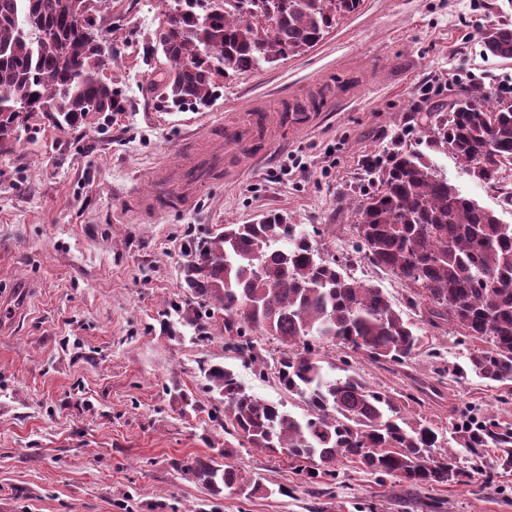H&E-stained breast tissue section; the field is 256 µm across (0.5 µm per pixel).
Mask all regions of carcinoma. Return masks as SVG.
Listing matches in <instances>:
<instances>
[{
	"instance_id": "1",
	"label": "carcinoma",
	"mask_w": 512,
	"mask_h": 512,
	"mask_svg": "<svg viewBox=\"0 0 512 512\" xmlns=\"http://www.w3.org/2000/svg\"><path fill=\"white\" fill-rule=\"evenodd\" d=\"M108 0H0V145L20 140L32 113L76 127L90 113L120 103L104 72L112 66V37L100 27ZM151 33L165 59L161 87L173 106H205L218 77L254 73L319 45L336 20L361 0H159ZM486 55L512 59V27L481 33ZM429 149L452 154L475 180L497 182L512 164V100L474 88L449 106L435 102L421 117ZM359 251L411 289L434 328L450 325L485 347L454 373L512 381V225L463 195L425 154L394 155L377 189L359 209ZM183 287L173 306L196 337L224 318L227 348L273 370L279 387L305 404L295 416L281 401L249 393L234 371L204 370L221 406L211 422L224 431L215 456L195 459L187 472L213 495L232 490L246 499L267 487L216 457L249 446L286 457L314 485L336 478L345 457L381 479L416 487L458 483L468 475L436 429L404 415L403 400L370 387L339 358L324 371L328 349L378 363L402 364L422 336L387 293L323 259L310 235L269 212L250 224H226L185 245ZM270 336L279 357L270 365L258 337Z\"/></svg>"
}]
</instances>
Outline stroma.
<instances>
[{
  "instance_id": "stroma-1",
  "label": "stroma",
  "mask_w": 512,
  "mask_h": 512,
  "mask_svg": "<svg viewBox=\"0 0 512 512\" xmlns=\"http://www.w3.org/2000/svg\"><path fill=\"white\" fill-rule=\"evenodd\" d=\"M160 18L156 0H112L101 21L117 52L105 77L120 111L90 114L74 129L35 116L19 142L0 146V291L27 287L24 302L0 304V512H512V463L491 443L478 460L456 448L470 477L429 488L342 461L329 496L287 463L240 448L232 464L261 477L269 495L212 496L179 468L213 454L208 414L218 400L205 367L233 369L252 394L294 414L305 406L226 351L223 332L199 342L169 311L184 296L186 234L288 214L322 255L351 258L355 277L422 326L423 343L405 363L354 358L370 386L413 396L409 417L450 438L472 415L512 430V383L446 373L481 341L422 325L407 288L353 251L355 205L374 190V172L398 151L425 150L426 105L512 75V60L486 56L480 43L488 24L512 25V0H361L319 45L221 81L200 109H172L144 92L164 67L149 42ZM317 82L331 86L330 97L302 123H281L279 110L307 102ZM229 125L249 152L236 170L193 183L190 208L140 211L157 168L183 184L187 144L235 155ZM294 159L306 171L284 172ZM432 160L512 224L498 187L474 180L452 155Z\"/></svg>"
}]
</instances>
